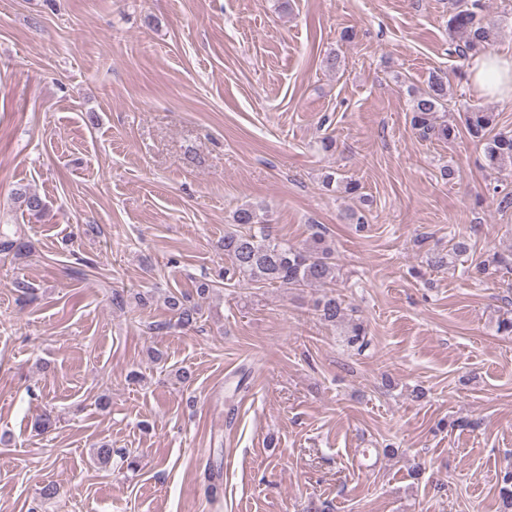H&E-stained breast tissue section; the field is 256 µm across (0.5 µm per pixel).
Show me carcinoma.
<instances>
[{
  "label": "carcinoma",
  "instance_id": "obj_1",
  "mask_svg": "<svg viewBox=\"0 0 512 512\" xmlns=\"http://www.w3.org/2000/svg\"><path fill=\"white\" fill-rule=\"evenodd\" d=\"M483 0H454L448 18V39L454 52L464 61L486 51L498 35L497 23L483 15ZM450 83L445 74H433L427 89L413 94L410 123L425 139L451 141L465 129L472 138L484 142L486 166L493 170L512 167V133L496 131L497 115L483 107L471 106L463 112V127L449 121H438L437 112L448 101ZM323 187L330 191L340 189L348 195L359 194V183L346 180L330 172L322 179ZM18 202L25 210L40 216L46 209L44 200L35 193L21 192ZM232 221L240 229L224 232V255L230 266L224 268V285L236 287L241 283L263 287L301 289L318 287L324 293L316 303L320 319L333 325L344 326L348 346L362 353L370 345L366 326L349 316V309L337 294L340 287V267L336 252L326 243L325 232L316 226L309 242L303 247L272 237L267 210L261 204L243 205L235 210ZM31 253V245L23 238L0 236V254L21 256ZM512 271V252L495 254L488 260L474 264L473 272L486 277L497 272ZM168 309L176 318V326L190 328L201 317L202 306L179 293L165 297Z\"/></svg>",
  "mask_w": 512,
  "mask_h": 512
}]
</instances>
